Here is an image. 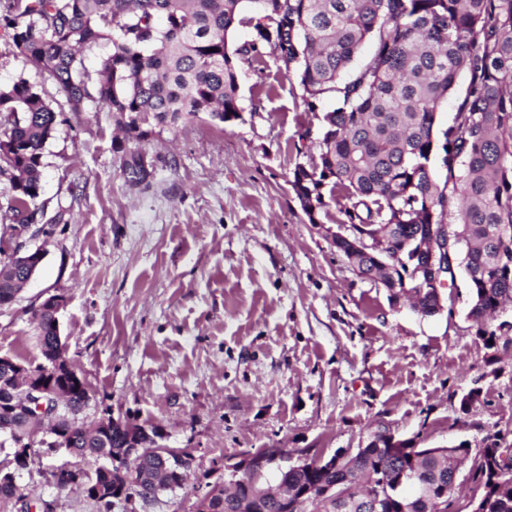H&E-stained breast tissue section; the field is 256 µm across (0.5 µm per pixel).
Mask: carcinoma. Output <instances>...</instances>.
Instances as JSON below:
<instances>
[{"mask_svg": "<svg viewBox=\"0 0 512 512\" xmlns=\"http://www.w3.org/2000/svg\"><path fill=\"white\" fill-rule=\"evenodd\" d=\"M257 13L256 38L235 49L228 33L240 14ZM0 20L12 29L11 47L37 70H45L65 95L70 111L92 102L124 118L128 132L142 126H175L200 114L219 124L240 112L235 58L267 49L303 90L305 111L324 99L336 108L323 114L319 161L296 163L291 186L309 222L333 201L340 224H369L385 237L391 255L413 248L408 240L427 224H448L456 216L458 260L472 291L470 319L484 343L502 340L492 326L499 307L512 304V0H0ZM372 53L349 67L365 41ZM104 43L109 53L98 68L84 65L83 51ZM463 73L469 83L453 122L435 128L436 112ZM57 114L24 78L0 87V163L15 191L8 221L0 223V253L18 229L39 223L43 150ZM446 170L437 184L429 168L434 149ZM122 168L139 185L151 176L144 157L124 156ZM358 268L367 278L386 280L390 301L403 297L430 316L434 301L417 289L412 276L390 280L373 258ZM43 362L49 365V323H36ZM39 417L18 421L0 436L29 439L43 430ZM121 432L103 438L82 428L66 436L79 458L101 459L120 443ZM357 455V482L349 495L366 492L379 500L377 512H453L456 485L451 469L470 449L416 450L390 458L388 441ZM471 478L482 489L483 512H512V477L499 476L496 444L480 449ZM138 467L150 479L144 503L173 488L154 455ZM414 469V483L401 495L392 482L403 468ZM311 490L307 512H336L318 499L321 485L335 475L318 470L293 474ZM58 483L85 487L107 483L75 465L53 472Z\"/></svg>", "mask_w": 512, "mask_h": 512, "instance_id": "1", "label": "carcinoma"}]
</instances>
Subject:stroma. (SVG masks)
Masks as SVG:
<instances>
[{"instance_id":"35a3bbf8","label":"stroma","mask_w":512,"mask_h":512,"mask_svg":"<svg viewBox=\"0 0 512 512\" xmlns=\"http://www.w3.org/2000/svg\"><path fill=\"white\" fill-rule=\"evenodd\" d=\"M11 34L0 21V85L25 78L58 114L39 201L59 225L36 241L33 281L0 307V355L41 362L33 309L64 298L60 334L92 391L82 420L128 416L193 450L186 483L136 512H195L245 452L328 457L379 433L512 448V349L477 336L465 277L443 289L442 312L420 316L353 271L335 206L313 223L302 211L292 169L317 159L334 101L305 111L298 81L265 55L236 63L242 119L202 114L125 141L107 109L70 111L48 72L9 52ZM130 152L147 183L128 182ZM52 464L16 471V512H102L57 487ZM122 168L129 181L134 185L146 182L151 176L144 157L138 153L126 154L122 160Z\"/></svg>"}]
</instances>
